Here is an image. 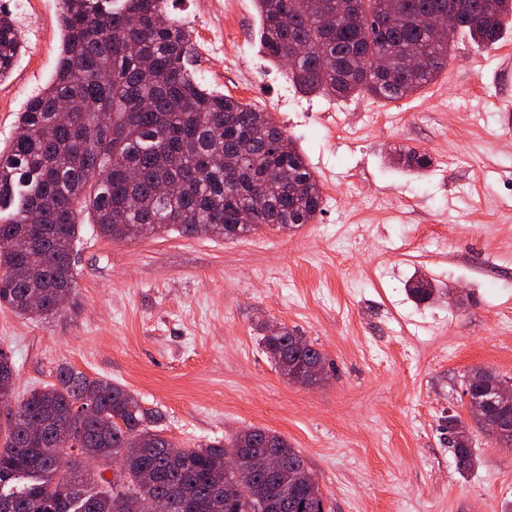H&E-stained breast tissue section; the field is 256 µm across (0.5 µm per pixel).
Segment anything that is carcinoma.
<instances>
[{
	"instance_id": "carcinoma-1",
	"label": "carcinoma",
	"mask_w": 512,
	"mask_h": 512,
	"mask_svg": "<svg viewBox=\"0 0 512 512\" xmlns=\"http://www.w3.org/2000/svg\"><path fill=\"white\" fill-rule=\"evenodd\" d=\"M59 0L63 45L53 82L18 116L19 132L0 150V307L46 317L75 283L72 248L80 224L97 225L112 240L177 230L186 236L234 238L263 226L291 230L324 210L317 178L269 113L203 88L188 68L191 43L171 17L167 0ZM451 31L418 17L448 10V0H255L265 52L288 67L308 92L341 98L360 93L398 101L430 84L448 65L455 36L478 48L495 46L512 16L506 0H458ZM21 49L15 18L0 9V79ZM71 118L57 119L58 105ZM418 171L432 157L403 153ZM163 184L178 190L163 195ZM255 214L243 221V214ZM38 237L43 254L30 264L24 247ZM417 303L435 288L408 284ZM263 350L290 381L310 367L322 380L326 356L282 325L261 337ZM16 369L0 349V398L12 394ZM512 381L476 367L464 394L476 396ZM158 410L144 408L124 386L91 378L70 365L31 390L0 424V512H275L277 479L254 468L255 455L287 449L288 463L305 466L300 451L277 432L251 428L184 455L163 436ZM455 469L477 462L473 438L448 417ZM91 458L120 462L113 479L86 468ZM320 487L288 499L284 512H325Z\"/></svg>"
}]
</instances>
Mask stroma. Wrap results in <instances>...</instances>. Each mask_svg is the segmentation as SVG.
<instances>
[{"mask_svg":"<svg viewBox=\"0 0 512 512\" xmlns=\"http://www.w3.org/2000/svg\"><path fill=\"white\" fill-rule=\"evenodd\" d=\"M22 48L0 80V148L61 52L58 0L17 15ZM224 46L191 30L204 88L270 113L317 176L312 223L237 240L178 232L127 240L80 227L75 285L47 319L0 308L15 399L68 364L125 385L164 413V435L194 448L263 427L297 448L328 512H502L512 447L474 424L464 393L477 366L512 379V29L496 48L456 37L426 87L384 102L307 94L260 46L253 0H238ZM414 148L433 159L414 173ZM428 277L445 294L408 297ZM295 329L328 358V378L288 382L264 325ZM472 433L478 463L455 469L446 422Z\"/></svg>","mask_w":512,"mask_h":512,"instance_id":"35a3bbf8","label":"stroma"}]
</instances>
